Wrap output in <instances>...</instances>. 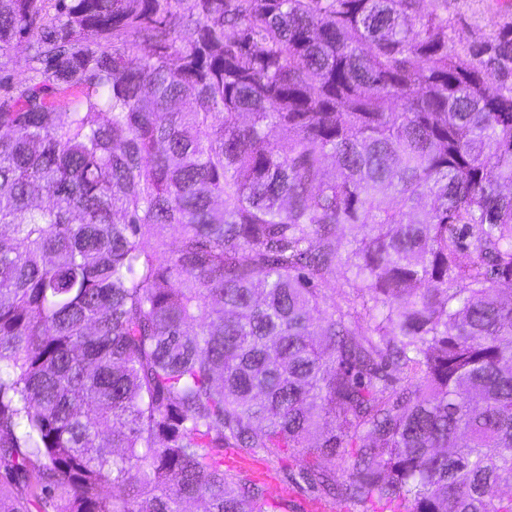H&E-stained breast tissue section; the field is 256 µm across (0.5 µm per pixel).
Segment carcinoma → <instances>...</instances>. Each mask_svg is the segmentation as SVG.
Here are the masks:
<instances>
[{
	"instance_id": "1",
	"label": "carcinoma",
	"mask_w": 512,
	"mask_h": 512,
	"mask_svg": "<svg viewBox=\"0 0 512 512\" xmlns=\"http://www.w3.org/2000/svg\"><path fill=\"white\" fill-rule=\"evenodd\" d=\"M45 2L0 0V512H277L227 448L512 512V25L464 61L441 0Z\"/></svg>"
}]
</instances>
